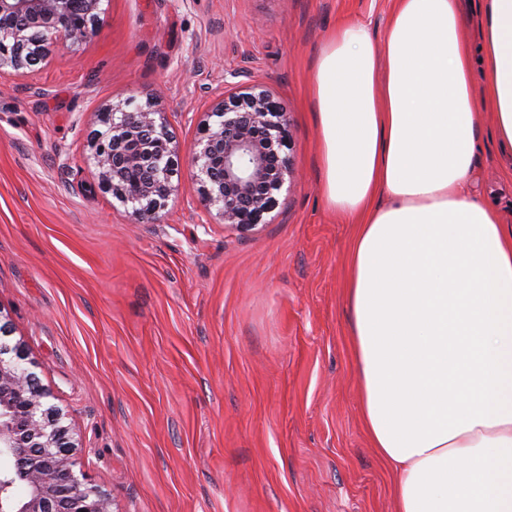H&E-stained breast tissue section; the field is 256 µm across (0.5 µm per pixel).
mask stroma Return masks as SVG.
I'll return each mask as SVG.
<instances>
[{"instance_id": "1", "label": "stroma", "mask_w": 512, "mask_h": 512, "mask_svg": "<svg viewBox=\"0 0 512 512\" xmlns=\"http://www.w3.org/2000/svg\"><path fill=\"white\" fill-rule=\"evenodd\" d=\"M392 0H102L78 49L0 74V320L66 416L75 472L116 512H397L361 415L346 282L355 233L322 192L312 82L343 21ZM288 112L292 176L225 230L188 168L156 224L87 163L100 114L163 112L187 161L224 94ZM484 113L474 174L512 224Z\"/></svg>"}]
</instances>
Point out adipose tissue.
Returning a JSON list of instances; mask_svg holds the SVG:
<instances>
[{"mask_svg": "<svg viewBox=\"0 0 512 512\" xmlns=\"http://www.w3.org/2000/svg\"><path fill=\"white\" fill-rule=\"evenodd\" d=\"M394 0L384 42L328 37L323 194L357 232L347 285L361 411L398 512H512V225L474 187L483 105L512 154V0Z\"/></svg>", "mask_w": 512, "mask_h": 512, "instance_id": "adipose-tissue-1", "label": "adipose tissue"}]
</instances>
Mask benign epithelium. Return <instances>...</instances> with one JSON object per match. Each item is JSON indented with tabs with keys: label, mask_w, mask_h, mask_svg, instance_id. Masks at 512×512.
<instances>
[{
	"label": "benign epithelium",
	"mask_w": 512,
	"mask_h": 512,
	"mask_svg": "<svg viewBox=\"0 0 512 512\" xmlns=\"http://www.w3.org/2000/svg\"><path fill=\"white\" fill-rule=\"evenodd\" d=\"M102 0H0V71L39 65L45 46L78 47L93 35ZM218 118L191 152L193 177L224 229L246 234L264 223L274 192L290 174L281 148L288 113L251 87L216 103ZM90 143L88 162L100 190L132 208L139 223H158L172 194L179 162L165 119L151 107L110 108ZM0 323V512H112L108 495L73 470L70 428L48 404L18 347Z\"/></svg>",
	"instance_id": "benign-epithelium-1"
}]
</instances>
